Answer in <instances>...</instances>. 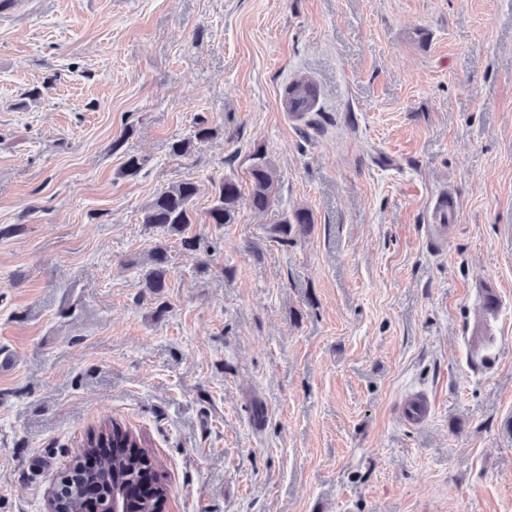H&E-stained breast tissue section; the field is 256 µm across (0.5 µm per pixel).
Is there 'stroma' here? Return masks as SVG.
Instances as JSON below:
<instances>
[{
    "instance_id": "35a3bbf8",
    "label": "stroma",
    "mask_w": 512,
    "mask_h": 512,
    "mask_svg": "<svg viewBox=\"0 0 512 512\" xmlns=\"http://www.w3.org/2000/svg\"><path fill=\"white\" fill-rule=\"evenodd\" d=\"M302 76L319 101L294 119ZM200 121L214 137L173 156ZM257 146L269 211L245 194L205 223ZM183 181L191 250L141 222ZM299 208L312 224L275 233ZM2 351L0 512H46L111 421L147 442L166 512H512V0L0 5ZM414 393L435 406L416 427ZM213 203L208 210V224H233L237 220V204L241 189L231 178L213 183ZM150 267L144 274L145 288L161 297L166 288V279L169 273L170 255L168 246L162 243L155 245L149 252ZM401 415L407 425L419 426L425 423L433 412L427 395L406 398L401 405Z\"/></svg>"
}]
</instances>
